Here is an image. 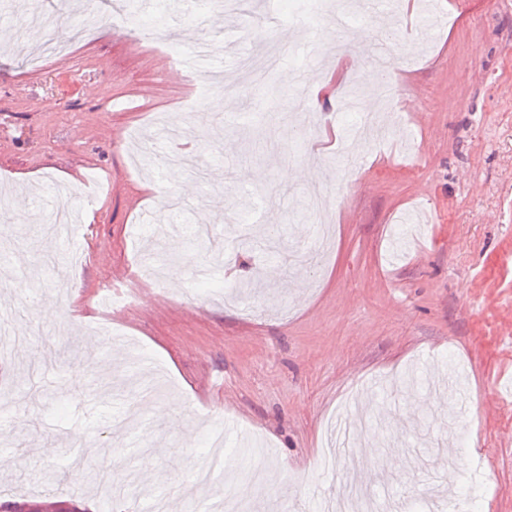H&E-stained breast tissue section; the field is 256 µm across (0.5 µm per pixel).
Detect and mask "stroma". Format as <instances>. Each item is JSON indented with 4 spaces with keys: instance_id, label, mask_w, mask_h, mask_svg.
<instances>
[{
    "instance_id": "1",
    "label": "stroma",
    "mask_w": 512,
    "mask_h": 512,
    "mask_svg": "<svg viewBox=\"0 0 512 512\" xmlns=\"http://www.w3.org/2000/svg\"><path fill=\"white\" fill-rule=\"evenodd\" d=\"M93 2L101 26L39 66L27 64L36 37L0 46V296L12 297L26 345L0 360L11 396L0 426L14 450L0 487L45 512L70 499L93 508L99 472L117 468L189 512L183 490L217 411L227 468L202 498L247 486V512H324L344 474L321 461L330 422L353 418L373 439L359 479L375 500L413 504L447 484L474 512H512V0H431L426 37L403 0L377 9L378 28L375 15L350 14L340 36L353 72L374 64L382 38L401 62L385 129L367 135L368 91L345 110L325 105L306 128L236 68L271 35L292 47L274 75L281 88L331 67L332 22L316 36L320 57L301 50L309 0L270 11L251 0L242 42L210 0H141L119 23L114 0ZM207 35L212 72L241 86L235 104L196 100L197 79L171 65ZM166 120L188 128L183 148L214 182L161 170ZM286 168L300 180L283 184ZM84 169L107 192L87 199L83 180L67 202L97 221L44 234L43 212L64 202L55 187ZM321 182L322 221L307 202ZM249 217L253 248L218 261L206 283L193 278L206 245L161 233L205 225L221 238ZM149 247L168 268L164 287L136 277ZM109 284L135 286L133 304L101 311ZM48 300L51 319L39 310ZM114 336L151 353L145 377ZM241 430L251 448H237ZM460 431L471 464L486 462L481 476L454 466ZM289 485L304 494L286 509Z\"/></svg>"
}]
</instances>
